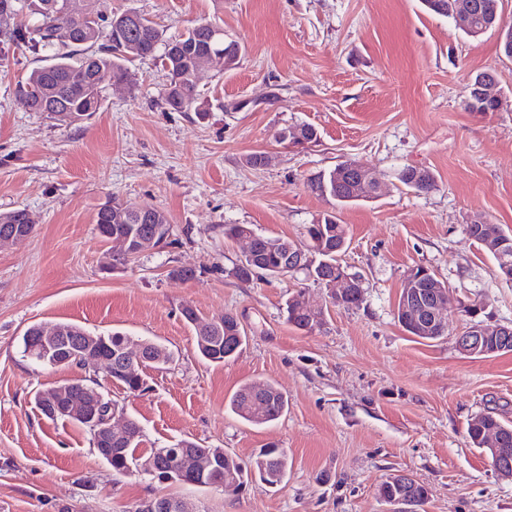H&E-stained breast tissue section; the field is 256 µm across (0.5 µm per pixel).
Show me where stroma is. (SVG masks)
I'll list each match as a JSON object with an SVG mask.
<instances>
[{"instance_id":"obj_1","label":"stroma","mask_w":512,"mask_h":512,"mask_svg":"<svg viewBox=\"0 0 512 512\" xmlns=\"http://www.w3.org/2000/svg\"><path fill=\"white\" fill-rule=\"evenodd\" d=\"M94 16L134 10L168 35L211 21L237 41L236 68L204 69L198 89L207 116L163 104L159 58L129 62L132 83L104 81L90 117L66 124L29 111L17 84L44 54L0 67V212L27 209L34 232L0 249V512H135L171 495L194 512H390L380 485L403 472L428 489L423 512H512V479L493 471L471 444V419L493 411L512 422V352L461 354L454 338L472 318L512 324V282L467 235L475 221L512 233V59L500 29L467 36L423 0H84ZM492 70L509 105L468 109L473 73ZM308 124L316 142H280ZM266 153L268 164L246 158ZM350 160L369 169L381 194L333 208L311 193L310 176ZM407 166L430 170L435 188L398 180ZM116 200L151 205L172 226L167 244L113 266V244L95 224ZM335 210L347 227L339 255L362 279L356 307L331 304L328 290L300 271L242 282L230 276L244 242L228 224L302 243L314 217ZM428 268L451 296L448 334H408L396 306L411 268ZM175 267L194 277H171ZM302 294L322 308L310 332L286 321ZM230 314L246 336L224 363L203 360L181 315ZM69 322L92 333L122 331L171 350L144 367L143 392L105 383L125 417L144 430L142 451L190 440L250 460L275 443L288 476L270 487L249 475L236 497L210 487L159 484L119 475L76 423L45 417L42 389L92 375L88 368L38 366L23 358L35 323ZM272 384L288 398L277 421L251 425L229 407L244 384Z\"/></svg>"}]
</instances>
